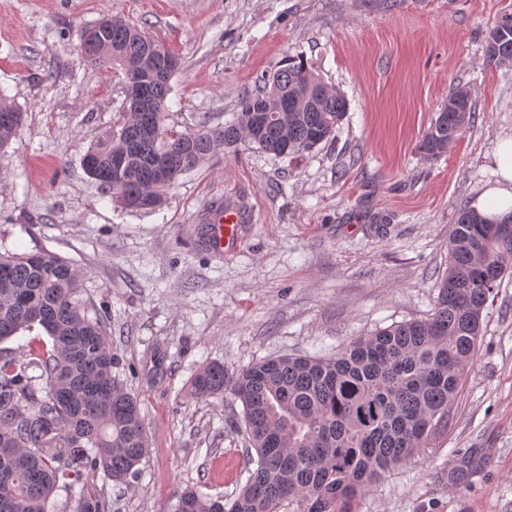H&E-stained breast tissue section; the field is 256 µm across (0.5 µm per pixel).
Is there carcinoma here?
<instances>
[{
	"label": "carcinoma",
	"instance_id": "1",
	"mask_svg": "<svg viewBox=\"0 0 512 512\" xmlns=\"http://www.w3.org/2000/svg\"><path fill=\"white\" fill-rule=\"evenodd\" d=\"M84 57L102 71L149 89L144 101L126 92L119 126L95 140L86 174L131 210H152L183 174L218 151L242 146L276 157H300L334 138L348 103L304 57L288 55L245 93L221 128L181 133L165 125L170 80L179 59L165 44L121 18L87 29ZM485 56L512 67V14L489 30ZM471 118L470 92L455 87L425 132L420 150L443 156ZM22 121L0 93V151ZM153 122L157 133L140 136ZM473 209L458 212L448 244V269L432 312L395 322L350 342L334 357L277 356L234 375L209 364L191 383L200 399L229 393L243 407L256 467L235 495L187 490L177 512H350L369 487L448 430L465 372L474 360L490 294L512 272V232L495 230ZM82 274L57 254L0 253V343L41 328L51 349L21 362L0 355V512H47L58 489L83 472L117 485L137 478L148 434L136 397L112 374L106 324L77 299ZM41 370L45 386L27 370ZM74 512H109L96 490L82 489Z\"/></svg>",
	"mask_w": 512,
	"mask_h": 512
}]
</instances>
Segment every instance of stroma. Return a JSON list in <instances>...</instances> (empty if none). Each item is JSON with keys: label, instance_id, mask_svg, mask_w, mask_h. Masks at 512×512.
<instances>
[{"label": "stroma", "instance_id": "1", "mask_svg": "<svg viewBox=\"0 0 512 512\" xmlns=\"http://www.w3.org/2000/svg\"><path fill=\"white\" fill-rule=\"evenodd\" d=\"M506 13L512 0H0V90L23 114L0 155V250L47 249L83 272L84 308L106 316L113 373L149 435L131 485L82 477L111 512H174L183 490L229 496L246 482L242 406L195 398L202 367L333 356L431 313L456 213L494 183L492 156L512 137V67L484 59ZM107 14L179 55L165 120L178 131L231 121L289 54L344 94L347 115L305 156L219 152L161 207L122 209L82 166L122 120V73L95 74L79 49ZM457 86L475 119L429 160L422 137ZM219 206L237 216L221 253L201 222ZM353 509L512 512V277L486 304L447 432Z\"/></svg>", "mask_w": 512, "mask_h": 512}]
</instances>
